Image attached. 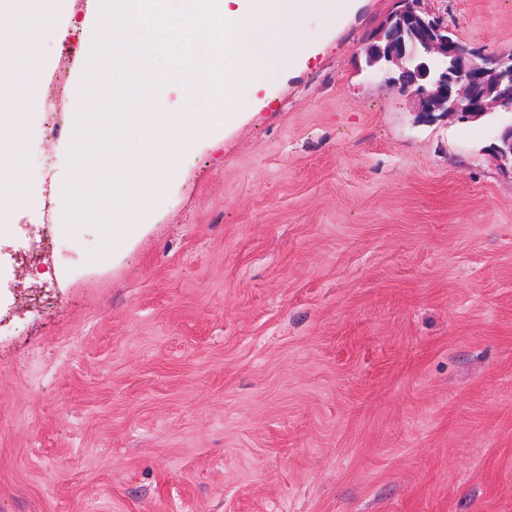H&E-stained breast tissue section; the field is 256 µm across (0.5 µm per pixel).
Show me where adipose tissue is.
I'll list each match as a JSON object with an SVG mask.
<instances>
[{"label": "adipose tissue", "mask_w": 512, "mask_h": 512, "mask_svg": "<svg viewBox=\"0 0 512 512\" xmlns=\"http://www.w3.org/2000/svg\"><path fill=\"white\" fill-rule=\"evenodd\" d=\"M70 0H47L38 24L32 25L27 31V49L18 61L0 62V105L11 108L6 120H0V154L18 159L23 155L24 144L19 136L20 130L29 119L25 110V95L29 86L35 82L42 69L40 55L41 34L45 25L51 23L56 11L69 5Z\"/></svg>", "instance_id": "adipose-tissue-1"}]
</instances>
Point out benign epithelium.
Listing matches in <instances>:
<instances>
[{
  "mask_svg": "<svg viewBox=\"0 0 512 512\" xmlns=\"http://www.w3.org/2000/svg\"><path fill=\"white\" fill-rule=\"evenodd\" d=\"M364 53L369 72L411 95L425 114L479 118L512 112V52L487 57L460 43L424 0H398ZM493 146L512 161V122Z\"/></svg>",
  "mask_w": 512,
  "mask_h": 512,
  "instance_id": "benign-epithelium-1",
  "label": "benign epithelium"
}]
</instances>
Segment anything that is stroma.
Wrapping results in <instances>:
<instances>
[{
    "label": "stroma",
    "mask_w": 512,
    "mask_h": 512,
    "mask_svg": "<svg viewBox=\"0 0 512 512\" xmlns=\"http://www.w3.org/2000/svg\"><path fill=\"white\" fill-rule=\"evenodd\" d=\"M324 2L304 62L194 143L125 249L91 223L41 259L0 240V512H512V116L416 111L365 69L397 0ZM427 6L512 50V0ZM96 12L42 33L32 225L59 219L74 135L43 119Z\"/></svg>",
    "instance_id": "stroma-1"
}]
</instances>
